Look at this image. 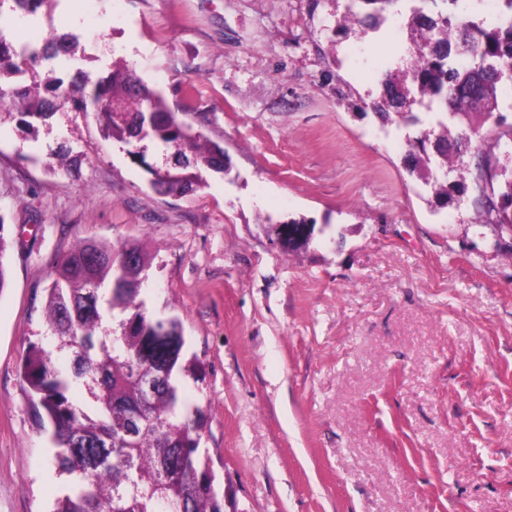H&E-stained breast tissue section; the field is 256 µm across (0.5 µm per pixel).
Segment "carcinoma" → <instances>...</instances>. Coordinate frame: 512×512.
Returning a JSON list of instances; mask_svg holds the SVG:
<instances>
[{
  "mask_svg": "<svg viewBox=\"0 0 512 512\" xmlns=\"http://www.w3.org/2000/svg\"><path fill=\"white\" fill-rule=\"evenodd\" d=\"M398 0H348L340 26L355 20L377 31ZM407 30L409 59L385 73L382 94L369 107L417 124L414 104L442 111L439 131L415 140L414 170L438 197L470 192L480 221L512 236V179L500 180V148L512 149V121L499 110L498 90L512 79V0H500L506 18L486 24L461 14V0H413ZM69 49L67 39L39 50H16L0 36V75L43 54ZM467 58L469 63L460 64ZM18 99L22 115L45 120L62 99L78 112H97L115 138L136 131L174 149L184 163L155 173L152 185L183 195L200 183L194 169H224V150L169 110L163 95L129 68H115L91 91L62 89L56 80L21 88L0 85V102ZM125 119H112V106ZM470 161L464 162L463 157ZM458 179L447 181V174ZM146 257L134 242L85 238L57 257L43 289L49 340L32 342L20 362L25 392L42 424L51 428L52 463L66 475L65 492L49 512H224L215 474L199 451L206 428L202 407L186 393L192 374L176 316L151 312L142 298ZM79 390L83 400L72 393ZM189 464L181 470L178 461Z\"/></svg>",
  "mask_w": 512,
  "mask_h": 512,
  "instance_id": "obj_1",
  "label": "carcinoma"
}]
</instances>
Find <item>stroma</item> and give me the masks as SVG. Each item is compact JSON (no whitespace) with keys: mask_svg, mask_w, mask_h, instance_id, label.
I'll return each instance as SVG.
<instances>
[{"mask_svg":"<svg viewBox=\"0 0 512 512\" xmlns=\"http://www.w3.org/2000/svg\"><path fill=\"white\" fill-rule=\"evenodd\" d=\"M345 6L0 0V36L73 46L0 85L129 67L226 164L163 195L173 150L147 138L133 158L93 111L30 127L0 107V512H44L63 486L19 365L55 257L88 237L139 243L149 308L182 322L224 512H512V237L409 171L420 127L364 104L407 56L402 18L340 30ZM293 219L315 230L289 251L274 228Z\"/></svg>","mask_w":512,"mask_h":512,"instance_id":"1","label":"stroma"}]
</instances>
